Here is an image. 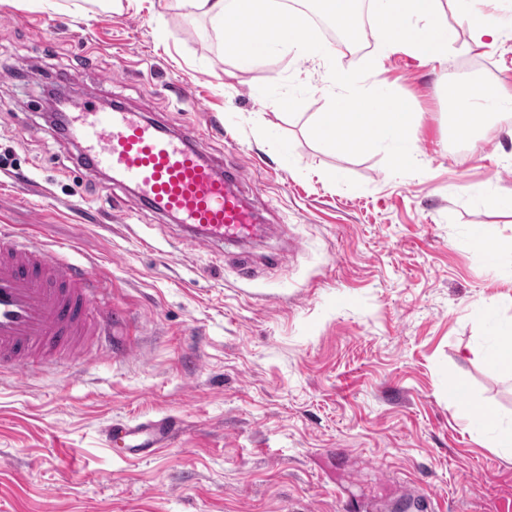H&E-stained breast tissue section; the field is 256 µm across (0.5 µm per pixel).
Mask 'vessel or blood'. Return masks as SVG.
I'll use <instances>...</instances> for the list:
<instances>
[{
	"label": "vessel or blood",
	"instance_id": "1",
	"mask_svg": "<svg viewBox=\"0 0 512 512\" xmlns=\"http://www.w3.org/2000/svg\"><path fill=\"white\" fill-rule=\"evenodd\" d=\"M62 124L80 146L85 178L124 186L143 206L183 224L189 241L243 245L264 232L240 176L200 149V128L174 131L120 105L66 112ZM111 324V304L91 270L71 262L68 247L52 251L0 232V374L30 370L38 359L79 360L89 353L85 337L103 336ZM177 430L170 418L116 421L103 437L119 455L147 458Z\"/></svg>",
	"mask_w": 512,
	"mask_h": 512
}]
</instances>
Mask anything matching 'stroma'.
<instances>
[{"instance_id":"35a3bbf8","label":"stroma","mask_w":512,"mask_h":512,"mask_svg":"<svg viewBox=\"0 0 512 512\" xmlns=\"http://www.w3.org/2000/svg\"><path fill=\"white\" fill-rule=\"evenodd\" d=\"M456 32L445 68L376 36L328 62L226 51L178 0H0V225L70 247L120 316L88 357L0 375V512H497L512 450L464 417L512 423V373L471 351L512 331V137L451 142L439 89L512 92V37ZM412 99L420 163L389 147L331 151L311 133L335 77ZM119 101L237 170L268 228L251 244L188 243L121 188L83 180L45 117L47 91ZM296 106L283 112L279 100ZM498 241L487 254L475 232ZM283 253L276 267L268 257ZM250 278L237 274L241 260ZM463 385L465 401L451 388ZM173 417L155 456L106 448L113 421Z\"/></svg>"}]
</instances>
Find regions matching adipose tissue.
Returning a JSON list of instances; mask_svg holds the SVG:
<instances>
[{"mask_svg": "<svg viewBox=\"0 0 512 512\" xmlns=\"http://www.w3.org/2000/svg\"><path fill=\"white\" fill-rule=\"evenodd\" d=\"M190 14L207 18L227 37L225 48L245 63L272 53L291 52L320 61L329 51L313 29L295 17L268 9L265 0H182ZM441 0H373L371 15L380 53L404 45L427 61L443 63L455 32L442 19ZM350 73L337 78L338 91L327 111L318 113L314 136L334 150L361 151L383 144L398 167L415 163L416 114L406 96L362 92ZM448 105V137L468 141L482 121L512 119V93L475 90L451 81L442 88Z\"/></svg>", "mask_w": 512, "mask_h": 512, "instance_id": "adipose-tissue-1", "label": "adipose tissue"}]
</instances>
